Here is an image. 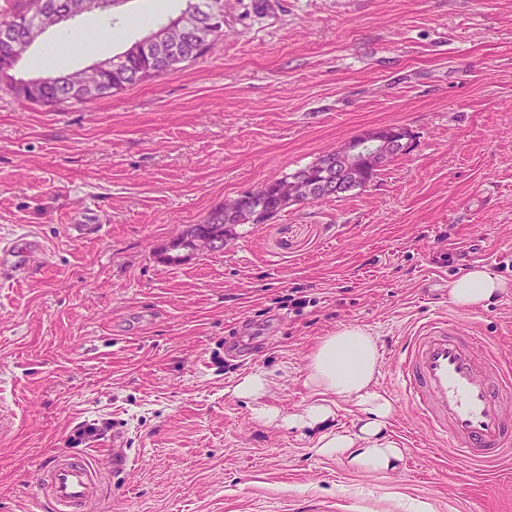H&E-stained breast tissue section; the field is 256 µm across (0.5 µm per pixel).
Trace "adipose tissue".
I'll list each match as a JSON object with an SVG mask.
<instances>
[{
	"label": "adipose tissue",
	"instance_id": "obj_1",
	"mask_svg": "<svg viewBox=\"0 0 512 512\" xmlns=\"http://www.w3.org/2000/svg\"><path fill=\"white\" fill-rule=\"evenodd\" d=\"M504 288L502 280L476 266L453 282L449 297L455 306L476 308ZM379 361L375 337L362 327L344 326L314 348L307 375L312 399L300 411L286 416L267 402L272 381L263 373L244 376L234 391L239 397L257 400L256 412L263 420L317 432L319 455L346 461L356 470L387 471L401 460L402 453L386 434L393 406L377 388ZM344 407L355 415L356 427L350 431L326 429V422Z\"/></svg>",
	"mask_w": 512,
	"mask_h": 512
}]
</instances>
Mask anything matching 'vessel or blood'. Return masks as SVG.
<instances>
[{"label": "vessel or blood", "instance_id": "b4317fda", "mask_svg": "<svg viewBox=\"0 0 512 512\" xmlns=\"http://www.w3.org/2000/svg\"><path fill=\"white\" fill-rule=\"evenodd\" d=\"M36 248L34 240L15 241L0 247V256L21 270ZM392 368L401 401L453 459L488 464L512 448V370L495 354L479 351L458 319L421 322L398 341ZM43 476L50 512H90L99 496L98 471L87 460L57 453Z\"/></svg>", "mask_w": 512, "mask_h": 512}]
</instances>
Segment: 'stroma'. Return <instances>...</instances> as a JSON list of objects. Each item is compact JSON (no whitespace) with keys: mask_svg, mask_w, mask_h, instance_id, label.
I'll return each mask as SVG.
<instances>
[{"mask_svg":"<svg viewBox=\"0 0 512 512\" xmlns=\"http://www.w3.org/2000/svg\"><path fill=\"white\" fill-rule=\"evenodd\" d=\"M183 6L125 0L116 25L49 30L16 74L39 76L50 43L70 70L112 57ZM109 27L95 56L67 41ZM382 126L407 148L364 188L167 263L215 206ZM80 220L102 236L69 234ZM30 237L24 270L0 263V512H37L59 451L102 462L93 512H512V462L449 458L389 368L399 337L448 314L512 360V0H224L203 58L110 97L52 108L0 86V239ZM477 265L507 288L455 306ZM346 325L379 342L396 470L322 457L233 392L264 372L271 403L300 410L314 347Z\"/></svg>","mask_w":512,"mask_h":512,"instance_id":"35a3bbf8","label":"stroma"}]
</instances>
